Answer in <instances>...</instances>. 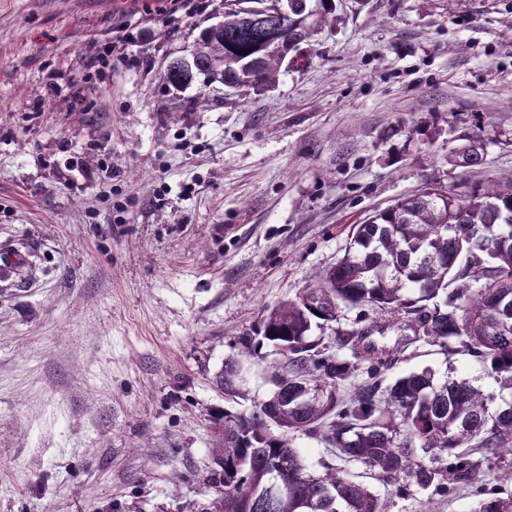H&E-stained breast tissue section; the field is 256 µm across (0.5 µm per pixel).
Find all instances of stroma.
<instances>
[{"label": "stroma", "mask_w": 512, "mask_h": 512, "mask_svg": "<svg viewBox=\"0 0 512 512\" xmlns=\"http://www.w3.org/2000/svg\"><path fill=\"white\" fill-rule=\"evenodd\" d=\"M0 0V512H189L208 500L211 420L273 390L243 355L271 308L340 258L352 225L428 183L512 182V0H332L307 58L257 93L160 76L225 0ZM131 61L87 72L122 27ZM206 103H197L199 92ZM471 137L481 166L448 153ZM238 365L244 393L216 377ZM425 366L493 379L417 342ZM351 472L386 512H470L472 489ZM472 141L468 140L465 143L460 144L456 148L453 149L454 154H462L464 151L468 150L471 146ZM452 152L448 154V163L454 167H472L480 165L483 162V158L485 155L484 143L481 138H473V146L470 152L462 158L461 162L458 161L456 156ZM30 254L23 252L15 246L0 248V278L8 280L13 278L18 270L28 263Z\"/></svg>", "instance_id": "1"}]
</instances>
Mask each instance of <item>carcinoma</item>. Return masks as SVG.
Segmentation results:
<instances>
[{
  "label": "carcinoma",
  "mask_w": 512,
  "mask_h": 512,
  "mask_svg": "<svg viewBox=\"0 0 512 512\" xmlns=\"http://www.w3.org/2000/svg\"><path fill=\"white\" fill-rule=\"evenodd\" d=\"M296 2L283 15L274 0H233L192 58L167 66L163 82L180 88L203 74L256 92L273 86L290 54L331 22L323 0ZM484 155L476 137L462 159L448 154V164L477 166ZM345 309L358 310L348 328L340 327ZM391 327L411 332L413 343L475 358L498 390L440 378L430 367L384 383L380 366L390 352L370 337ZM327 330L353 359L327 352ZM259 335L244 353L254 356L267 343L285 359L284 372L271 399L213 419L214 495L195 512H385L350 463L397 494L404 480L446 490L480 484L493 469L512 480V466H500L512 457V184L462 191L435 184L374 212L354 225L344 255L314 286L269 311ZM364 359L374 364L347 390ZM216 382L239 394L235 366ZM299 435L320 436L342 464L308 467L294 448ZM443 455L446 464L424 463ZM272 482L277 491L268 497ZM473 512H512V497L483 499Z\"/></svg>",
  "instance_id": "cac0c4a2"
}]
</instances>
